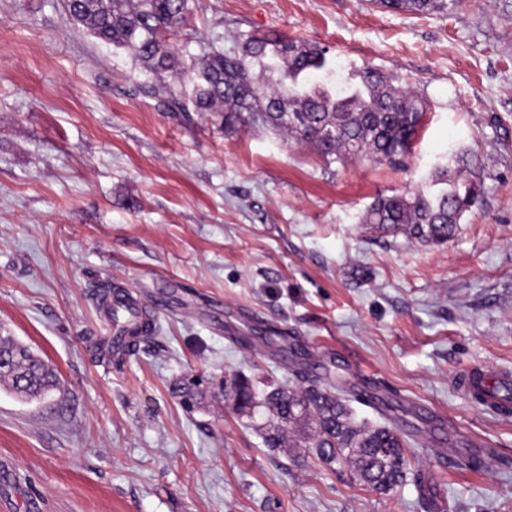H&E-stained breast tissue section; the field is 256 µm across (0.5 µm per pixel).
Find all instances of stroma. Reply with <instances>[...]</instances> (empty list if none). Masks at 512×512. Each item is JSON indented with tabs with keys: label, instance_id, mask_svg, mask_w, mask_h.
<instances>
[{
	"label": "stroma",
	"instance_id": "35a3bbf8",
	"mask_svg": "<svg viewBox=\"0 0 512 512\" xmlns=\"http://www.w3.org/2000/svg\"><path fill=\"white\" fill-rule=\"evenodd\" d=\"M191 7L176 51L278 31L344 72L371 63L429 110L399 162L329 165L279 131L163 111L66 0H0V327L60 377L42 402L0 388V512H431L300 437L265 448L221 388L239 373L291 388L296 367L385 399L444 512H512V415L454 386L512 372V0L426 16L370 0ZM449 153L478 161L454 240L364 224ZM108 279L156 324L120 360L100 347ZM271 326L288 341L266 340ZM190 374L209 381L192 411L171 392ZM463 448L473 468L457 467Z\"/></svg>",
	"mask_w": 512,
	"mask_h": 512
}]
</instances>
